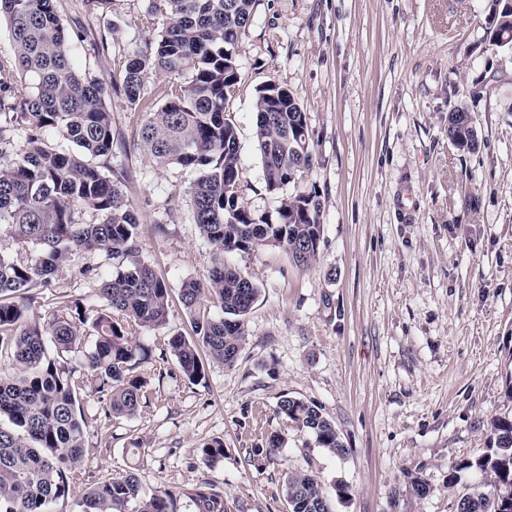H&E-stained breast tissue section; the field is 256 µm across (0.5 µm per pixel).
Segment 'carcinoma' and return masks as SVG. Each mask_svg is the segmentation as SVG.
I'll return each instance as SVG.
<instances>
[{
	"label": "carcinoma",
	"mask_w": 512,
	"mask_h": 512,
	"mask_svg": "<svg viewBox=\"0 0 512 512\" xmlns=\"http://www.w3.org/2000/svg\"><path fill=\"white\" fill-rule=\"evenodd\" d=\"M255 2L150 0L148 21L167 19L159 34L133 52L112 47V89L143 114L142 151L158 166L198 173L190 197L200 236L211 245L208 277L183 282L180 300L193 335H175L168 343L191 382L204 378L205 357L233 366L248 336L246 318L259 288L226 255H250L271 245L295 266L309 268L320 253L309 245L323 239L316 191L284 193L313 169L314 147L300 145V136L311 137L307 114L278 83L258 88L254 102L265 188L279 196L277 223L256 219L241 193L225 190L241 185L237 127L227 112L240 81L235 49L253 21ZM0 18L13 46L11 56L0 58V232L39 251L27 261L0 253V351L12 360L11 371L0 372V417L10 422L0 425V512H49V504L70 494L72 474L86 453L87 423L72 375L81 369L90 377L107 415L135 416L144 382L132 370L148 351L132 340L133 332L166 324L170 289L137 259L139 219L122 181L91 162L112 150V112L102 82L76 71L69 43L105 49L106 40L85 29L68 32L55 0H0ZM487 36L512 47V0L491 16ZM162 75L167 81L144 97L146 83ZM466 113L464 106L448 113V140L474 153L481 136L475 124L464 123ZM19 128L27 131V147L10 154L4 147ZM50 131L66 136L77 151H58L48 140ZM79 209L97 215L98 222H79ZM92 251L118 260L101 283L106 308L91 323L92 333L85 334V313L68 305L43 324L28 320L34 300L28 290L49 285L62 264ZM278 413L313 435L319 447L344 454L334 424L315 404L286 396ZM490 426L492 448L458 465L490 477V490L460 497L465 512H512V506L499 510L496 503L500 492L512 489V417H495ZM223 458L220 440L200 451L207 466ZM284 489L289 512H332L312 475L292 472ZM191 500L197 512H231L208 483ZM75 505L78 512H177V497L165 489L146 492L129 470L85 487Z\"/></svg>",
	"instance_id": "obj_1"
}]
</instances>
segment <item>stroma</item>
Segmentation results:
<instances>
[{
    "mask_svg": "<svg viewBox=\"0 0 512 512\" xmlns=\"http://www.w3.org/2000/svg\"><path fill=\"white\" fill-rule=\"evenodd\" d=\"M147 5L107 0L89 11L83 0H56L67 27L129 51L155 35ZM498 8L499 0H257L231 106L243 200L276 222L279 200L265 189L253 137L256 90L273 79L299 100L313 132L315 165L288 190H316L324 235L309 269L275 246L239 258L259 288L249 336L233 367L206 362L195 383L168 341L192 332L183 282L207 277L211 246L189 195L196 173L145 155L141 113L110 89L111 52L73 44L75 68L109 88L114 141L96 163L124 182L140 258L170 288L167 324L137 335L149 358L135 370L146 382L136 416H106L85 372L74 375L87 420L76 489L132 468L145 490L174 491L179 512H195L191 495L204 481L232 512H288L285 478L305 472L332 495L334 512H454L459 494L483 485L460 463L489 448L491 418L512 415V112L501 108L512 100V49L486 36ZM459 105L481 133L473 154L448 139ZM113 266L98 251L63 264L51 286L32 288L30 319L66 304L96 315ZM285 396L317 404L344 454L279 415ZM274 434L284 443L271 453ZM215 439L224 459L208 467L200 450ZM417 477L426 495L413 492Z\"/></svg>",
    "mask_w": 512,
    "mask_h": 512,
    "instance_id": "1",
    "label": "stroma"
}]
</instances>
